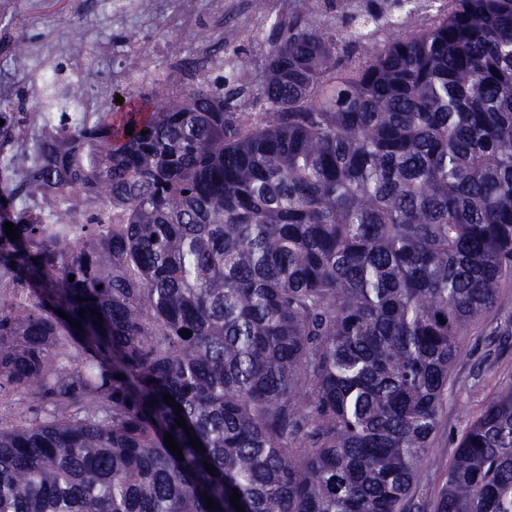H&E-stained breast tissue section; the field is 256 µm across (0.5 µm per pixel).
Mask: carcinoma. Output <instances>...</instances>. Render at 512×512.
I'll use <instances>...</instances> for the list:
<instances>
[{
    "mask_svg": "<svg viewBox=\"0 0 512 512\" xmlns=\"http://www.w3.org/2000/svg\"><path fill=\"white\" fill-rule=\"evenodd\" d=\"M331 6L349 31L279 28L248 112L203 80L77 120L50 65L32 117L61 134L28 184L54 224L114 225L66 239L0 187V265L29 286L0 391L40 402L0 413V512H237L235 489L243 512H512V383L413 499L512 282V0Z\"/></svg>",
    "mask_w": 512,
    "mask_h": 512,
    "instance_id": "1",
    "label": "carcinoma"
}]
</instances>
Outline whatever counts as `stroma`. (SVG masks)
Instances as JSON below:
<instances>
[{
  "label": "stroma",
  "mask_w": 512,
  "mask_h": 512,
  "mask_svg": "<svg viewBox=\"0 0 512 512\" xmlns=\"http://www.w3.org/2000/svg\"><path fill=\"white\" fill-rule=\"evenodd\" d=\"M172 2L141 0L137 11L118 18L112 13L111 0H0V110L31 107L21 91L37 86L40 70L62 55L90 62L89 93L105 87L122 96L135 89L150 91L147 82L135 87L114 81L126 69L125 55L133 41L147 58L152 57L156 42L175 39L190 54L205 40L226 56L241 55L246 60L244 69L215 67L208 76L212 83L224 82L248 94L262 80L278 26L295 18L318 29L336 26V14L325 0L319 5L313 0H266L260 10L253 0H224L220 15L213 11L214 0H194L197 22L192 26L174 21ZM21 33L33 47L27 57L17 55L10 46ZM511 324L512 287L501 290L495 307L464 340L465 354L452 368L439 427L421 463L429 479L417 488L418 498L433 499L465 426L501 387L512 382V340L505 344L493 340Z\"/></svg>",
  "instance_id": "obj_1"
}]
</instances>
